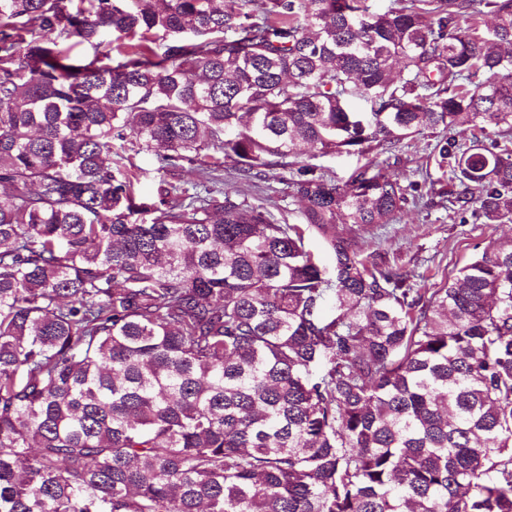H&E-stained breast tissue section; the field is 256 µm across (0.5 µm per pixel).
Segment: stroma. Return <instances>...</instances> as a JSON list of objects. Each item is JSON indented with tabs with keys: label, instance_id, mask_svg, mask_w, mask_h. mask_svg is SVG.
<instances>
[{
	"label": "stroma",
	"instance_id": "35a3bbf8",
	"mask_svg": "<svg viewBox=\"0 0 512 512\" xmlns=\"http://www.w3.org/2000/svg\"><path fill=\"white\" fill-rule=\"evenodd\" d=\"M512 238L511 224H483L470 214L449 215L437 204L407 206L383 230L359 232L365 251L384 252L404 271L421 274L426 287L440 283L446 271L463 266L493 241Z\"/></svg>",
	"mask_w": 512,
	"mask_h": 512
}]
</instances>
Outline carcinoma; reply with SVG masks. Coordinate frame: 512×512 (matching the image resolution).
<instances>
[{
  "label": "carcinoma",
  "mask_w": 512,
  "mask_h": 512,
  "mask_svg": "<svg viewBox=\"0 0 512 512\" xmlns=\"http://www.w3.org/2000/svg\"><path fill=\"white\" fill-rule=\"evenodd\" d=\"M367 2L0 0V512H512V239L426 288L339 230L438 128L512 221V0ZM138 164L144 169L145 172L141 177V190L144 194L149 195L153 193L159 174L156 171L157 165L153 156L150 153L142 152L138 156ZM311 153L304 157V161L309 162L310 164L318 166V168H322L327 173L336 176V180L341 181L344 180L350 171L357 163V156L353 155H336V156H327V157H308Z\"/></svg>",
  "instance_id": "obj_1"
}]
</instances>
